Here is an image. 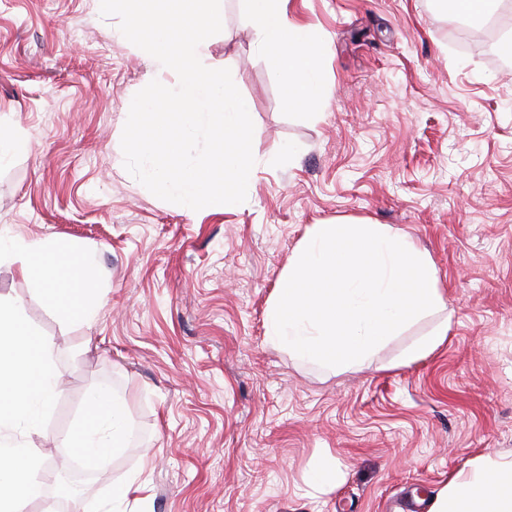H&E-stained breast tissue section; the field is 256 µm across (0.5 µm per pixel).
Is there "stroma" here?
Segmentation results:
<instances>
[{
    "label": "stroma",
    "mask_w": 512,
    "mask_h": 512,
    "mask_svg": "<svg viewBox=\"0 0 512 512\" xmlns=\"http://www.w3.org/2000/svg\"><path fill=\"white\" fill-rule=\"evenodd\" d=\"M247 11L221 0L204 49L254 123L247 199L193 211L149 192L121 149L133 96L176 76L96 0H0V122L29 142L0 161V233L78 244L103 298L92 322L64 318L0 261V297L55 341L60 376L17 439L69 470L59 433L97 388L124 403L131 435L88 473L87 512L136 472L146 489L126 512H430L471 460L512 456V54L486 43L512 29V0L479 20L435 0H289L320 48L326 96L307 107ZM337 223L405 234L443 300L338 372L272 345L265 322L304 240ZM442 322L445 343L400 364ZM336 462L340 486L310 485Z\"/></svg>",
    "instance_id": "35a3bbf8"
}]
</instances>
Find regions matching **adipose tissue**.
Returning a JSON list of instances; mask_svg holds the SVG:
<instances>
[{"instance_id":"obj_1","label":"adipose tissue","mask_w":512,"mask_h":512,"mask_svg":"<svg viewBox=\"0 0 512 512\" xmlns=\"http://www.w3.org/2000/svg\"><path fill=\"white\" fill-rule=\"evenodd\" d=\"M247 21L259 46L284 80L290 100L300 106L316 103L324 95L314 79L317 46L305 28L288 16L287 0H248ZM66 254L70 262L58 275L48 257ZM0 257L19 264L23 274L41 288L47 302L66 314L91 319L96 305L87 260L78 246L49 240H0ZM19 302L0 301V431L17 422L37 425L42 408L56 394L51 362L53 344L22 328ZM98 392L87 394L89 408L81 428L67 434V441L88 452L101 448L120 450L127 445L125 408L113 401L107 410L95 409ZM46 467L32 448H0V512H24L40 491ZM431 512H512V457L482 455L468 469L449 480Z\"/></svg>"}]
</instances>
